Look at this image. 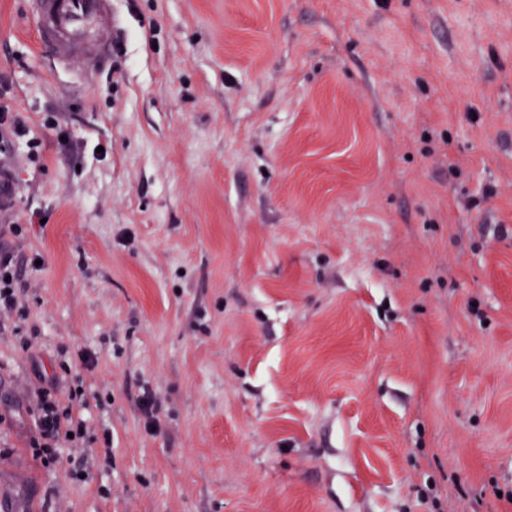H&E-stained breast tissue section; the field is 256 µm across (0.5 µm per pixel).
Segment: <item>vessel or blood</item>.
Instances as JSON below:
<instances>
[{
  "mask_svg": "<svg viewBox=\"0 0 512 512\" xmlns=\"http://www.w3.org/2000/svg\"><path fill=\"white\" fill-rule=\"evenodd\" d=\"M33 13L41 50L70 70L87 77L109 59L112 0H33Z\"/></svg>",
  "mask_w": 512,
  "mask_h": 512,
  "instance_id": "obj_1",
  "label": "vessel or blood"
}]
</instances>
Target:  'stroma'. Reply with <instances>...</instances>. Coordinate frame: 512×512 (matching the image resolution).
I'll use <instances>...</instances> for the list:
<instances>
[{"label": "stroma", "instance_id": "obj_1", "mask_svg": "<svg viewBox=\"0 0 512 512\" xmlns=\"http://www.w3.org/2000/svg\"><path fill=\"white\" fill-rule=\"evenodd\" d=\"M112 8L84 83L0 0V512H503L512 0ZM0 129H7L14 137L22 138L26 136L28 128L22 113L10 112V110L0 105ZM10 276L9 282L5 281ZM18 277L17 268L12 263V256L0 253V313H9L16 308L15 281ZM57 391V383L52 380H41V385L35 390L34 394L38 398L41 413L37 422V442L35 444L39 448H52V443L60 439L61 431L65 427V436L68 432L81 430L84 427L85 421L80 418L75 420L71 407L74 401H78L79 409H87L90 406L89 397L85 393H75L70 395L71 407L60 408L58 401L55 397ZM39 440H43L40 443Z\"/></svg>", "mask_w": 512, "mask_h": 512}]
</instances>
